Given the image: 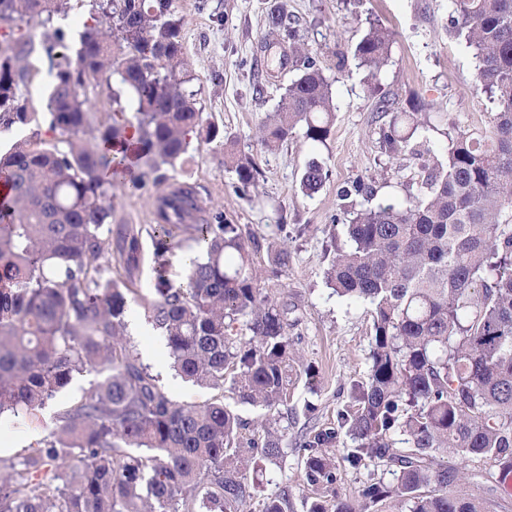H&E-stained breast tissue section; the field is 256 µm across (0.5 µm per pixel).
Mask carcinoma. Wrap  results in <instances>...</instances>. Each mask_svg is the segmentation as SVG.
Wrapping results in <instances>:
<instances>
[{
  "label": "carcinoma",
  "instance_id": "obj_1",
  "mask_svg": "<svg viewBox=\"0 0 512 512\" xmlns=\"http://www.w3.org/2000/svg\"><path fill=\"white\" fill-rule=\"evenodd\" d=\"M69 0H0V25L14 54L0 49V126L40 121L22 100L36 51L17 25H46ZM92 21L71 47L58 29L41 51L55 69L49 128L66 148L20 139L0 152V416L43 407L88 370L102 375L59 411L28 454L0 458V512H288V494L255 499L249 475L283 459L293 384L288 308L261 286L256 234L204 207L196 188L167 183L192 139L216 144L236 188L260 175L255 159L223 141L205 120L184 56L176 0H93ZM452 32L477 60L475 85L497 102L488 128L448 138L447 159L421 182L413 201L360 209L334 238L328 282L348 300L373 307L366 380L351 386L336 424L300 443L306 512H485L448 488L467 473L443 464L450 453L488 465L484 478L507 491L512 480V0H451ZM267 34L288 45L299 71L277 109L258 126L274 150L303 135L326 144L334 120L332 82L281 10ZM392 33L371 24L354 56L372 83L387 65ZM116 74L135 106L138 161L154 184L152 296L130 287L140 269L139 232L114 223L112 174L127 155L113 144L125 127L90 132L87 91ZM380 130L392 157L434 154L431 117L379 100ZM325 167L311 162L301 181L318 192ZM188 235L184 281L168 280L174 248ZM127 280L112 278V256ZM137 301L166 342L171 367L219 391L200 404L171 398L159 376L125 340ZM261 410L250 422L224 403ZM252 429L246 438L242 431ZM352 446L336 461L334 444ZM382 467L355 497L337 488L340 466Z\"/></svg>",
  "mask_w": 512,
  "mask_h": 512
}]
</instances>
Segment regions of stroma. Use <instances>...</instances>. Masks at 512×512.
Returning <instances> with one entry per match:
<instances>
[{"instance_id":"1","label":"stroma","mask_w":512,"mask_h":512,"mask_svg":"<svg viewBox=\"0 0 512 512\" xmlns=\"http://www.w3.org/2000/svg\"><path fill=\"white\" fill-rule=\"evenodd\" d=\"M276 8L298 19L305 44L333 81L336 111L326 144L298 138L267 151L256 140L261 119L275 110L296 75L295 70L285 69L264 95L254 91L256 75L265 69L260 45L266 38V17ZM91 9L89 0H75L67 14L55 16L47 26H27L26 33L38 43L60 28L70 40H77ZM177 11L183 20L185 59L195 76L192 86L204 118L215 122L238 152L254 156L261 176L249 194L237 192L234 173L224 167L223 150L206 144L192 145L185 163L167 175L196 185L206 204L218 206L227 220L256 232L260 247L253 255L255 266L265 272L268 292L288 305L295 379L288 401L285 455L280 463L267 465L260 488L266 495L288 493V512H306L299 440L335 423L351 381L366 378L370 365L371 305L337 297L327 282L330 237L350 218L339 192L353 181H363L373 194L358 197L357 202L373 207L406 201L417 192L421 179L414 162L389 159L382 150L375 106L386 96L395 99L400 110L417 105L433 113L435 154L440 157L447 130L487 127L495 105L474 86L477 61L472 50L449 31V0H209L205 9L199 0H177ZM218 12L223 21L215 20ZM373 22L391 29L393 44L380 83L371 88L353 50ZM29 62L32 74L20 92L42 118L36 125L0 127L2 149L21 138L52 137L45 113L53 72L46 57L34 55ZM314 159L324 163L328 178L319 192L309 196L301 180ZM156 193L151 183L135 191L128 177L113 179L115 223H151ZM280 243L288 247V266L280 276L271 277L267 274L271 248ZM125 321L129 346L158 374L173 399L200 403L213 397V390L187 382L171 368L165 342L139 303H130ZM97 380L96 373H83L44 408L0 417V458L28 453L53 428L55 414L79 400ZM446 462L468 474L456 493L482 501L486 512H512V496L491 493L482 461L450 456Z\"/></svg>"}]
</instances>
